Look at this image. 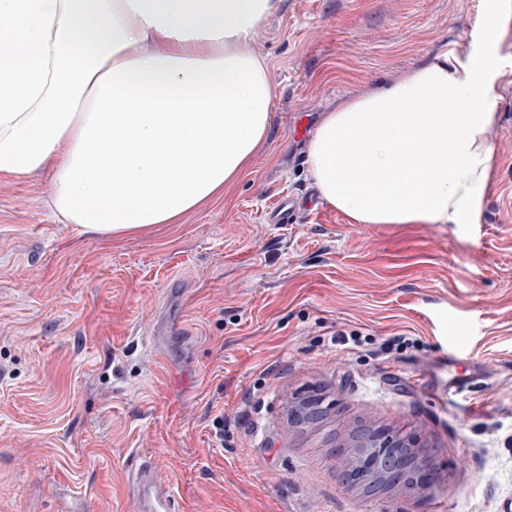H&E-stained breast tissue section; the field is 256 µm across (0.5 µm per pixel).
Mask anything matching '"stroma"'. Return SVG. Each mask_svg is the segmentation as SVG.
Returning <instances> with one entry per match:
<instances>
[{
    "label": "stroma",
    "instance_id": "1",
    "mask_svg": "<svg viewBox=\"0 0 512 512\" xmlns=\"http://www.w3.org/2000/svg\"><path fill=\"white\" fill-rule=\"evenodd\" d=\"M496 23V165L475 224H351L306 173L322 112ZM254 45L275 93L247 176L123 237L0 177V512H134L152 456L181 512H512V0H281ZM293 223L264 214L283 193ZM323 396L315 425L292 402ZM223 428H216V420ZM418 427L437 479L340 477L351 436Z\"/></svg>",
    "mask_w": 512,
    "mask_h": 512
}]
</instances>
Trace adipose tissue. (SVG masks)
<instances>
[{
	"mask_svg": "<svg viewBox=\"0 0 512 512\" xmlns=\"http://www.w3.org/2000/svg\"><path fill=\"white\" fill-rule=\"evenodd\" d=\"M281 0H0V174H51L77 234L181 217L250 170L274 105L252 48ZM493 78L438 54L324 113L306 145L352 224H474L495 165ZM368 157L350 168L346 150Z\"/></svg>",
	"mask_w": 512,
	"mask_h": 512,
	"instance_id": "ef3b65f1",
	"label": "adipose tissue"
}]
</instances>
